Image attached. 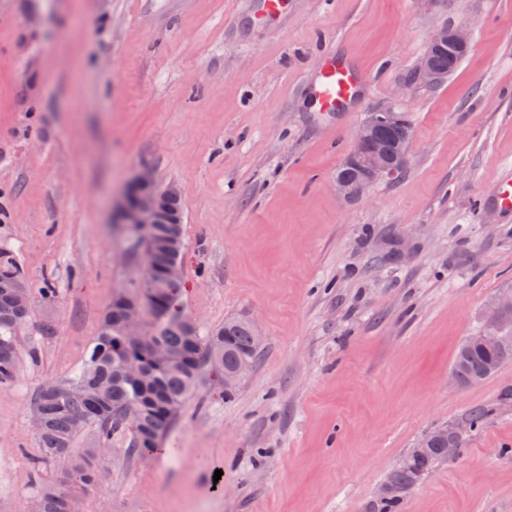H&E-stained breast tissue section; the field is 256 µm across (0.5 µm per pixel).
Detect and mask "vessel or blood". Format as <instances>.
Segmentation results:
<instances>
[{"label":"vessel or blood","instance_id":"b4317fda","mask_svg":"<svg viewBox=\"0 0 512 512\" xmlns=\"http://www.w3.org/2000/svg\"><path fill=\"white\" fill-rule=\"evenodd\" d=\"M314 72L316 95L321 109L326 112L347 109L364 85L354 64L339 55L320 57Z\"/></svg>","mask_w":512,"mask_h":512}]
</instances>
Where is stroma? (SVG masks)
Returning a JSON list of instances; mask_svg holds the SVG:
<instances>
[{"instance_id": "1", "label": "stroma", "mask_w": 512, "mask_h": 512, "mask_svg": "<svg viewBox=\"0 0 512 512\" xmlns=\"http://www.w3.org/2000/svg\"><path fill=\"white\" fill-rule=\"evenodd\" d=\"M0 0V244L34 296L14 381L0 385V512H30L41 462L33 398L81 366L141 250L112 218L142 170L183 207L181 314L206 333L247 319L256 364L205 373L166 432L168 457L112 440L82 512H370L398 460L474 410L457 454L400 512H512V362L468 386L456 352L512 293V0ZM472 46L426 86L435 30ZM365 79L321 111L313 68ZM413 126L397 178L347 202L338 167L369 112ZM405 256L389 263L390 244ZM55 333L43 335L44 323Z\"/></svg>"}]
</instances>
